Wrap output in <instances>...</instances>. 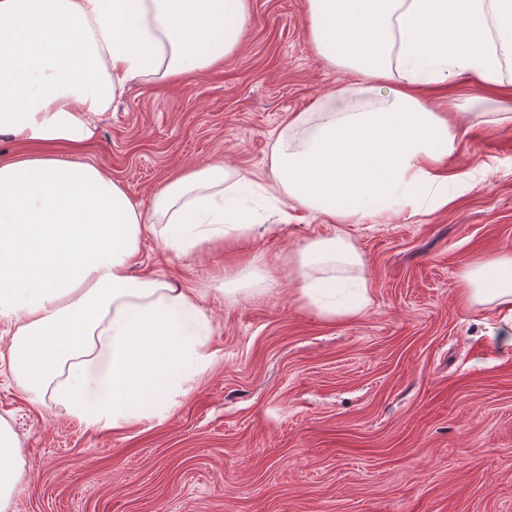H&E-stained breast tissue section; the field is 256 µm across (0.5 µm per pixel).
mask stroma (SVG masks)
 <instances>
[{"mask_svg": "<svg viewBox=\"0 0 512 512\" xmlns=\"http://www.w3.org/2000/svg\"><path fill=\"white\" fill-rule=\"evenodd\" d=\"M224 61L167 83L135 81L98 117L95 141L63 159L108 173L143 210L180 171L224 161L265 187L292 112L335 108L349 74L317 54L307 0H248ZM448 160L474 189L447 208L347 225L368 303L327 320L280 276L224 299V266L287 260L329 225L295 211L244 253L178 257L143 234L136 275L197 289L218 360L168 419L88 427L30 403L0 374V419L25 471L9 512H512V347L496 309L470 302L462 272L512 252V124L464 119Z\"/></svg>", "mask_w": 512, "mask_h": 512, "instance_id": "1", "label": "stroma"}]
</instances>
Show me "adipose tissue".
I'll return each mask as SVG.
<instances>
[{"instance_id":"ef3b65f1","label":"adipose tissue","mask_w":512,"mask_h":512,"mask_svg":"<svg viewBox=\"0 0 512 512\" xmlns=\"http://www.w3.org/2000/svg\"><path fill=\"white\" fill-rule=\"evenodd\" d=\"M320 57L353 75L355 108L294 112L271 163L285 208L333 228L291 263L298 298L332 319L367 302L365 261L343 227L392 212L447 208L469 173H449L456 112L434 111L467 71L504 97L512 0H308ZM247 0H0V136L36 151L0 163V323L7 369L28 399L50 401L90 427L164 421L217 361L211 317L196 289L130 273L143 233L179 257L241 249L273 235L248 199L258 181L221 163L187 169L154 194L151 213L90 162L44 153L84 145L96 119L134 79L163 81L214 65L239 45ZM276 262L224 268L225 299L268 290ZM469 301L495 304L512 347V252L467 269ZM24 473L17 437L0 420V512Z\"/></svg>"}]
</instances>
